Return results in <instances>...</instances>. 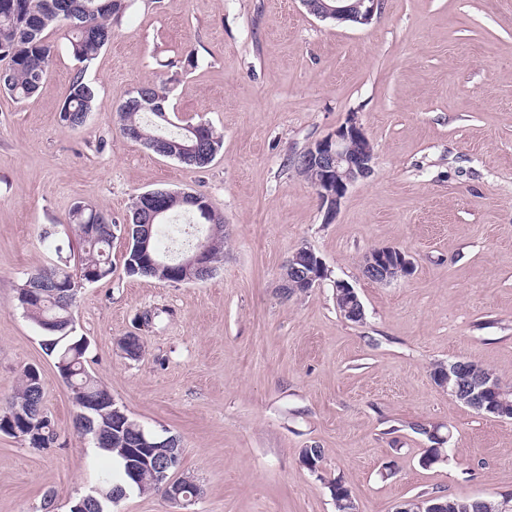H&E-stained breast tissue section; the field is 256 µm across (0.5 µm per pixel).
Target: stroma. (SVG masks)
<instances>
[{
  "mask_svg": "<svg viewBox=\"0 0 512 512\" xmlns=\"http://www.w3.org/2000/svg\"><path fill=\"white\" fill-rule=\"evenodd\" d=\"M126 4L86 70L96 98L83 125L59 119L77 68L63 32L35 98L0 93V402L37 367L57 432L44 450L0 433V512H44L48 498L69 512L106 464L76 434L72 393L17 291L39 267L77 263L76 202L122 224L157 189L204 194L223 215L217 273L127 276L117 234L111 277L77 295L75 330L116 404L179 439L180 473L203 495L183 507L131 489L109 512H336L337 477L358 512L512 493V420L455 401L430 376L465 359L512 382V0H383L370 24L341 26L300 0ZM161 83L173 122L222 134L207 167L121 133L119 105ZM351 114L375 171L329 220L292 160ZM301 246L328 276L287 296L283 266ZM382 246L407 252L412 274L363 277V255ZM339 279L357 290L363 321L337 311ZM156 309L160 321L142 325ZM128 335L139 358L118 346ZM311 447L324 451L322 474L300 462ZM437 447L446 460L423 466Z\"/></svg>",
  "mask_w": 512,
  "mask_h": 512,
  "instance_id": "obj_1",
  "label": "stroma"
}]
</instances>
